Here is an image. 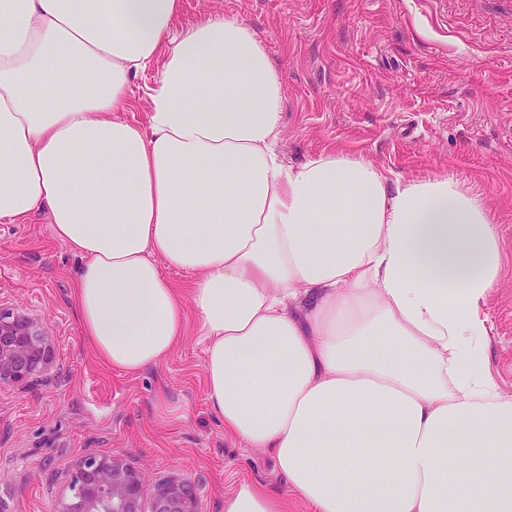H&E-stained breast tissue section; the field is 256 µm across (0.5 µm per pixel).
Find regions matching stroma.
I'll use <instances>...</instances> for the list:
<instances>
[{
  "instance_id": "stroma-1",
  "label": "stroma",
  "mask_w": 512,
  "mask_h": 512,
  "mask_svg": "<svg viewBox=\"0 0 512 512\" xmlns=\"http://www.w3.org/2000/svg\"><path fill=\"white\" fill-rule=\"evenodd\" d=\"M205 14L253 28L278 70L286 165L340 150L405 177L456 178L480 192L512 256V13L497 0H182L176 24ZM81 263L44 217L0 222V306L54 353L26 386L0 385V512H55L88 453L141 470L147 502L175 477L195 480L197 512H224L246 479L285 495L270 453L226 439L209 409L194 310L164 363L116 370L80 328ZM480 312L512 394V264Z\"/></svg>"
}]
</instances>
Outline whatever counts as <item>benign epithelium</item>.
<instances>
[{
	"label": "benign epithelium",
	"mask_w": 512,
	"mask_h": 512,
	"mask_svg": "<svg viewBox=\"0 0 512 512\" xmlns=\"http://www.w3.org/2000/svg\"><path fill=\"white\" fill-rule=\"evenodd\" d=\"M48 339L22 313L0 308V384L26 382L52 363ZM74 488L56 512H144L139 469L116 454H87L74 466ZM196 484L174 478L161 486L150 512H196Z\"/></svg>",
	"instance_id": "1"
}]
</instances>
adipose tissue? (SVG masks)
Listing matches in <instances>:
<instances>
[{
  "label": "adipose tissue",
  "instance_id": "obj_1",
  "mask_svg": "<svg viewBox=\"0 0 512 512\" xmlns=\"http://www.w3.org/2000/svg\"><path fill=\"white\" fill-rule=\"evenodd\" d=\"M180 10L0 0V220L43 214L82 258L80 326L119 370L171 354L162 269L189 274L212 412L312 512H512V396L477 312L506 254L480 194L338 151L285 165L255 31ZM153 64L144 128L125 113ZM224 512L284 500L244 481Z\"/></svg>",
  "mask_w": 512,
  "mask_h": 512
}]
</instances>
